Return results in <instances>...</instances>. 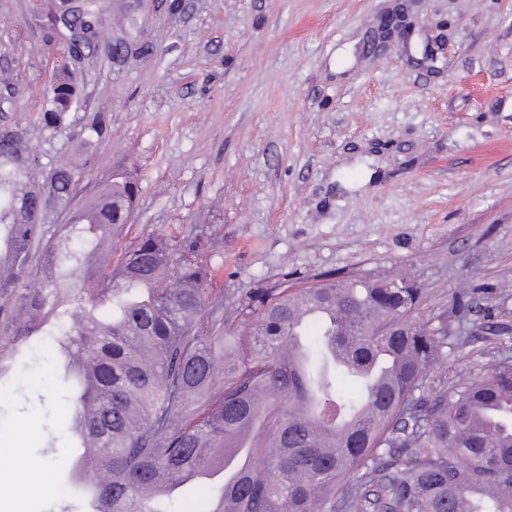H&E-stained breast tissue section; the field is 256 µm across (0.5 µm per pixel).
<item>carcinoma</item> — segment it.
Returning a JSON list of instances; mask_svg holds the SVG:
<instances>
[{
    "label": "carcinoma",
    "instance_id": "obj_1",
    "mask_svg": "<svg viewBox=\"0 0 512 512\" xmlns=\"http://www.w3.org/2000/svg\"><path fill=\"white\" fill-rule=\"evenodd\" d=\"M109 14L110 0H80L46 19L71 31ZM81 92L76 70L55 73L43 126L72 117ZM102 132L100 118L76 128L86 143ZM79 177L4 129L0 378L20 346L53 337L92 512H171L189 483L193 512H512V362L425 395L442 326L464 316L469 293L424 320L419 288L321 278L250 293L234 332L210 257L178 236L144 235L93 272L139 186L124 169L74 207ZM60 207L68 223H49ZM340 350L386 378L355 375ZM199 470L222 485L191 478Z\"/></svg>",
    "mask_w": 512,
    "mask_h": 512
}]
</instances>
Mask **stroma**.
<instances>
[{"mask_svg":"<svg viewBox=\"0 0 512 512\" xmlns=\"http://www.w3.org/2000/svg\"><path fill=\"white\" fill-rule=\"evenodd\" d=\"M49 0H0V128L44 157L78 161L75 203L118 167L138 204L113 257L151 232L213 256L216 290L315 278H406L431 318L470 290L469 311L430 374L486 375L512 359V0H412L421 26L375 39L399 0H146L129 52L121 9L77 66L82 110L107 134L45 129L67 31ZM67 390L35 348L0 386V471L25 449L49 493L27 512H88L73 492Z\"/></svg>","mask_w":512,"mask_h":512,"instance_id":"35a3bbf8","label":"stroma"}]
</instances>
